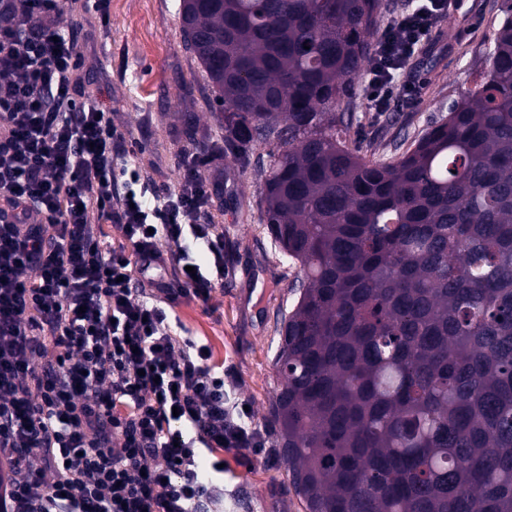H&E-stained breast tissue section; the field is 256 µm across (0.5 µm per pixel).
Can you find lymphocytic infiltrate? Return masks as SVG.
I'll use <instances>...</instances> for the list:
<instances>
[{
  "instance_id": "f902f5d3",
  "label": "lymphocytic infiltrate",
  "mask_w": 512,
  "mask_h": 512,
  "mask_svg": "<svg viewBox=\"0 0 512 512\" xmlns=\"http://www.w3.org/2000/svg\"><path fill=\"white\" fill-rule=\"evenodd\" d=\"M456 2L415 0L387 23L368 111L417 95L409 61ZM62 11L0 0V512H211L224 482L221 468L201 474L203 457L264 444L204 345L166 314L224 285V231L197 221L211 158L191 154L177 190L145 207L146 181L112 151L111 110L77 78Z\"/></svg>"
}]
</instances>
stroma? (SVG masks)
<instances>
[{
  "label": "stroma",
  "mask_w": 512,
  "mask_h": 512,
  "mask_svg": "<svg viewBox=\"0 0 512 512\" xmlns=\"http://www.w3.org/2000/svg\"><path fill=\"white\" fill-rule=\"evenodd\" d=\"M462 16H449L438 44L413 59L422 79L416 103L386 112L366 109L362 81H355L348 110L354 115L350 145L367 158L397 157L449 107L474 87L489 65L488 52L503 20V0H463ZM60 26L74 32L87 94L112 110L118 150L157 190L178 187L185 154H214L200 174L212 189L200 223L224 230L227 272L208 303H183L170 313L177 336L209 344L228 371L232 400L248 406L267 445L242 455L224 452L223 512H305L278 455L268 418L280 380L273 367L276 313L293 301L295 269L279 262L263 219L260 187L266 146L240 160L224 140V108L195 55L186 48L180 0H63Z\"/></svg>",
  "instance_id": "35a3bbf8"
}]
</instances>
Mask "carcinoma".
<instances>
[{
    "mask_svg": "<svg viewBox=\"0 0 512 512\" xmlns=\"http://www.w3.org/2000/svg\"><path fill=\"white\" fill-rule=\"evenodd\" d=\"M382 0H181L299 269L271 423L305 512H512V0L486 75L390 161L347 144Z\"/></svg>",
    "mask_w": 512,
    "mask_h": 512,
    "instance_id": "cac0c4a2",
    "label": "carcinoma"
}]
</instances>
